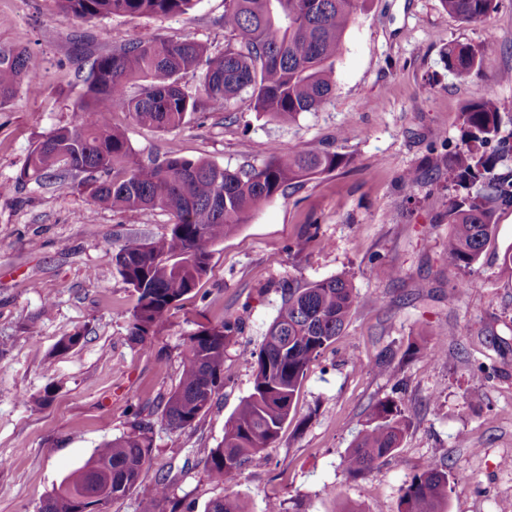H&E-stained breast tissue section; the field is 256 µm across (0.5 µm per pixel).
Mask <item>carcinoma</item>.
Masks as SVG:
<instances>
[{"mask_svg":"<svg viewBox=\"0 0 512 512\" xmlns=\"http://www.w3.org/2000/svg\"><path fill=\"white\" fill-rule=\"evenodd\" d=\"M76 18L185 14L199 0H56ZM369 0H225L224 29L234 41L211 52L191 39L140 40L95 57L82 78L75 119L38 141L19 180L50 182L85 173L79 186L100 203L119 211L163 209L173 217L168 232L143 242H127L113 252L116 272L137 295L129 322L131 342L148 349L172 307L187 299L209 271L210 248L236 233L252 213L278 194L338 168L343 157L328 150L269 151L264 163L232 172L212 163L179 156L136 159L112 114L126 112L162 131L182 128L198 112L214 109L243 91L253 110L289 123L317 110L333 88L334 64L343 37ZM499 0H440L442 8L465 22L486 19ZM483 49L450 43L443 51L448 70L468 76L482 62ZM41 62L29 51L0 44V106L21 91L35 89ZM197 73L201 92L186 93L181 78ZM140 91L133 96L129 86ZM503 107L487 94L461 112V145L432 159L448 167L455 196L448 206V267L454 272L477 262L495 227V215L512 207V170L499 172V160L512 154L500 136ZM356 303L349 279L334 277L288 287L260 348L247 358L252 392L240 400L213 449L205 470L230 493L205 512H248L231 492L245 468L274 442L294 410L310 364L342 334ZM240 332L224 318L190 335L180 362L178 384L160 402L161 420L183 430L209 411L224 387V352ZM145 409L134 412L129 431L95 449L43 501L39 512H106L114 501L140 490L139 512H176L166 479L140 489L150 461L153 424ZM407 429L402 405L386 398L372 408L365 428L345 458V472L356 478L394 454ZM441 458L430 460L407 481L399 512H447L448 472Z\"/></svg>","mask_w":512,"mask_h":512,"instance_id":"cac0c4a2","label":"carcinoma"}]
</instances>
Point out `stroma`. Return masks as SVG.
Returning a JSON list of instances; mask_svg holds the SVG:
<instances>
[{"mask_svg": "<svg viewBox=\"0 0 512 512\" xmlns=\"http://www.w3.org/2000/svg\"><path fill=\"white\" fill-rule=\"evenodd\" d=\"M153 37L223 49L224 0H199L165 18L103 19L67 16L56 0H0V43L42 63L41 94L21 92L0 106V182L14 185L0 196V512H38L95 448L128 431L136 409H156L177 385L189 335L233 316L241 331L224 355L223 389L191 428L155 423L141 476L145 486L169 476L172 498L204 512L226 493L204 461L252 390L245 356L259 349L287 285L337 276L351 280L355 311L311 364L278 439L246 468L235 494L250 512H264L270 497L286 512H398L410 477L440 457L448 512H512V278L500 271L512 208L497 211L479 260L457 275L446 253L447 170L400 182L459 144L468 102L487 92L512 100V82L502 78L512 69V0L472 23L440 0H371L345 35L331 94L290 123L258 116L245 93L169 132L114 113L145 162L175 155L239 171L261 166L272 145L346 158L214 245L209 273L171 309L146 352L129 339L135 295L112 255L118 244L166 233L171 215L112 211L71 176L43 185L18 176L33 146L73 121L89 57ZM451 43L483 47L479 71L450 73L442 53ZM310 224L319 227L312 241ZM460 278L471 289L449 302ZM77 332L80 346L57 352ZM443 338L445 354L430 360L428 348ZM385 398L405 410L404 437L393 456L348 479L345 457Z\"/></svg>", "mask_w": 512, "mask_h": 512, "instance_id": "1", "label": "stroma"}]
</instances>
